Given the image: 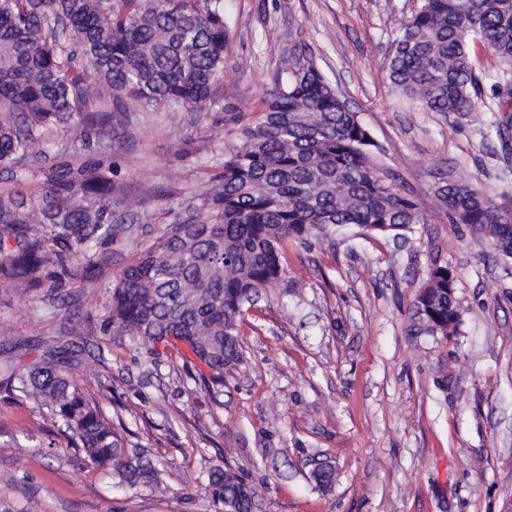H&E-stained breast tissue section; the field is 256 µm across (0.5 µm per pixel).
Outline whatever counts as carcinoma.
Returning <instances> with one entry per match:
<instances>
[{
	"mask_svg": "<svg viewBox=\"0 0 512 512\" xmlns=\"http://www.w3.org/2000/svg\"><path fill=\"white\" fill-rule=\"evenodd\" d=\"M223 0H0V168L43 153L56 127L89 149L131 108H200L215 99L224 72ZM496 61L489 112L512 109V0H419L401 22L383 62L400 98L457 120L476 114L480 79L472 46ZM116 112H90L98 89ZM503 159L512 155V117L491 122ZM358 113L303 53L288 56L265 109L238 133L221 172L207 176L196 214L181 219L116 275L104 335L181 346L184 365L207 391L224 362L241 358L237 318L261 288L285 277L282 244L323 238L354 225L394 238L422 221L417 205L380 178ZM112 180L94 164L51 170L39 189L0 195V280L19 288H71L101 269L100 249L118 232ZM453 222L486 233L500 253L512 227L468 181L438 188ZM416 306L431 335H448V267L435 265ZM73 351L55 347L35 365L0 366V388L31 398L63 433L66 447L107 470L116 484L155 491L151 460L130 454L89 393ZM214 505L250 512L255 488L221 467L202 485Z\"/></svg>",
	"mask_w": 512,
	"mask_h": 512,
	"instance_id": "1",
	"label": "carcinoma"
}]
</instances>
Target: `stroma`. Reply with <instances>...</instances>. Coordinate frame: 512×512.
Segmentation results:
<instances>
[{
  "label": "stroma",
  "instance_id": "35a3bbf8",
  "mask_svg": "<svg viewBox=\"0 0 512 512\" xmlns=\"http://www.w3.org/2000/svg\"><path fill=\"white\" fill-rule=\"evenodd\" d=\"M418 0H224L229 41L215 103L135 112L110 148L52 135L45 161L0 170V194L30 191L50 165L95 162L126 224L97 277L54 292L0 281V360L33 363L74 344L89 392L160 491L117 486L65 448L33 401L0 393V512H215V466L256 490L255 512H512V258L435 195L470 179L512 218V162L487 123L403 103L383 61ZM306 51L378 146L381 177L424 216L405 242L347 226L283 245L286 277L245 305L241 361L217 395L175 350L98 330L116 274L150 247L259 117L291 48ZM456 278L461 317L420 331L415 300L433 266ZM331 467L323 489L312 472Z\"/></svg>",
  "mask_w": 512,
  "mask_h": 512
}]
</instances>
